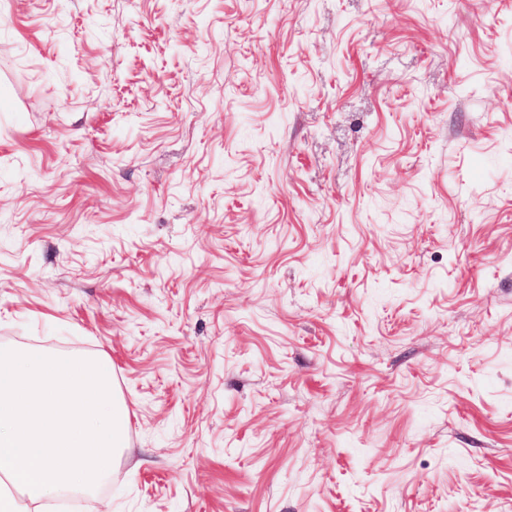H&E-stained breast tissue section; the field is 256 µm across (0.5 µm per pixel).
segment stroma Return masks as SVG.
I'll return each mask as SVG.
<instances>
[{"mask_svg": "<svg viewBox=\"0 0 512 512\" xmlns=\"http://www.w3.org/2000/svg\"><path fill=\"white\" fill-rule=\"evenodd\" d=\"M0 345L127 407L47 512H512V0H0Z\"/></svg>", "mask_w": 512, "mask_h": 512, "instance_id": "stroma-1", "label": "stroma"}]
</instances>
